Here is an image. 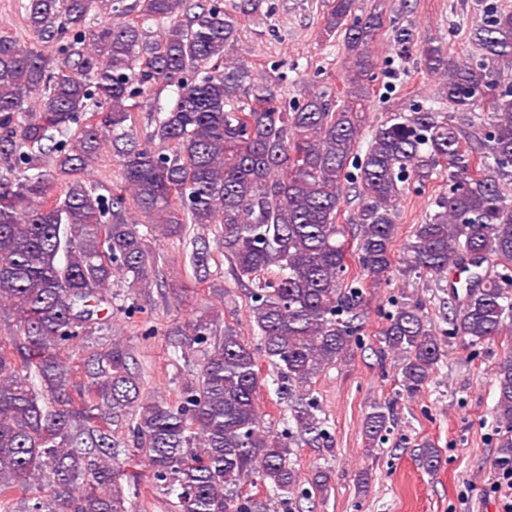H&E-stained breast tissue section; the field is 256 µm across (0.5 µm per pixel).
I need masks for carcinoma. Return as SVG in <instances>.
Masks as SVG:
<instances>
[{
	"mask_svg": "<svg viewBox=\"0 0 512 512\" xmlns=\"http://www.w3.org/2000/svg\"><path fill=\"white\" fill-rule=\"evenodd\" d=\"M355 4L333 0L321 30L353 57L343 98L305 87L286 103L276 71L257 75L237 59L240 18L224 0H147L148 19L167 23L155 39L126 19L135 6L124 0H108L114 19L97 29L87 19L102 0H20L37 42L0 37V313L10 321L0 336V512H128L140 493L134 449L175 496L171 512H270L240 494L247 481L288 499L300 484L293 445L329 438L312 379L360 345L367 290L390 280L397 202L438 179L448 190L415 225L400 272L440 281L460 267L465 279L447 285V335L476 347L512 333V11L485 9L475 67L418 45L448 110L390 113L361 155L384 13L378 3L358 15ZM50 42L59 65L39 47ZM157 84L175 97L142 145L136 110ZM480 119V133L467 131ZM105 130L124 178L109 196L84 179ZM350 190L354 277L338 223ZM160 238L182 245L198 285L211 278V243L224 249L260 336L256 350L234 327L218 330L210 302L188 329H170L172 356L199 366L175 403L145 394L120 337L66 354L112 330L114 314L152 308L165 284V257L151 246ZM385 320L379 352L397 359L413 398L443 342L417 300L392 302ZM261 356L290 397L293 428L281 436L262 425ZM494 385L493 465L512 471V357ZM393 422L392 403H373L366 446ZM422 448L435 470L439 451Z\"/></svg>",
	"mask_w": 512,
	"mask_h": 512,
	"instance_id": "cac0c4a2",
	"label": "carcinoma"
}]
</instances>
